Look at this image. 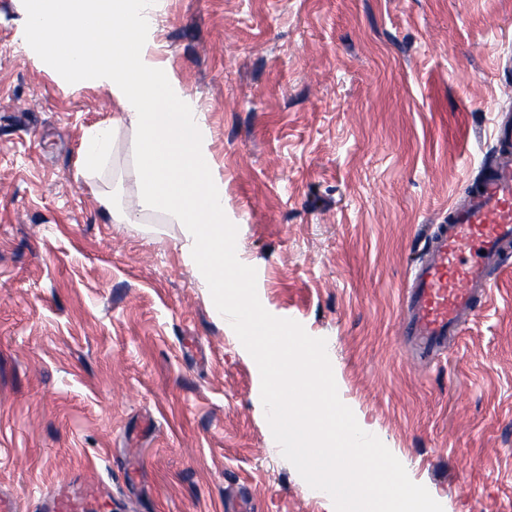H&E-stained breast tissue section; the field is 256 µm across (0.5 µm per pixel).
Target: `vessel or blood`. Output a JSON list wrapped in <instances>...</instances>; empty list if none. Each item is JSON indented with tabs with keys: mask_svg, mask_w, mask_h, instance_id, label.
<instances>
[{
	"mask_svg": "<svg viewBox=\"0 0 512 512\" xmlns=\"http://www.w3.org/2000/svg\"><path fill=\"white\" fill-rule=\"evenodd\" d=\"M512 249V155L504 156L468 192L450 205L448 218L429 236L426 259L411 270L399 329L418 358L440 354L474 321L491 294V271ZM97 482L73 494L52 496L53 512H87L100 493Z\"/></svg>",
	"mask_w": 512,
	"mask_h": 512,
	"instance_id": "1",
	"label": "vessel or blood"
}]
</instances>
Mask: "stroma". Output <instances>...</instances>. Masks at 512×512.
Returning a JSON list of instances; mask_svg holds the SVG:
<instances>
[{"label": "stroma", "instance_id": "1", "mask_svg": "<svg viewBox=\"0 0 512 512\" xmlns=\"http://www.w3.org/2000/svg\"><path fill=\"white\" fill-rule=\"evenodd\" d=\"M149 16L205 116L262 306L325 339L341 401L445 512H512V251L429 367L398 333L432 225L512 122V0H155ZM25 21L0 0V491L48 512V489L92 471V512H327L181 225L139 211L130 126L103 172L78 174L115 99L63 85Z\"/></svg>", "mask_w": 512, "mask_h": 512}]
</instances>
